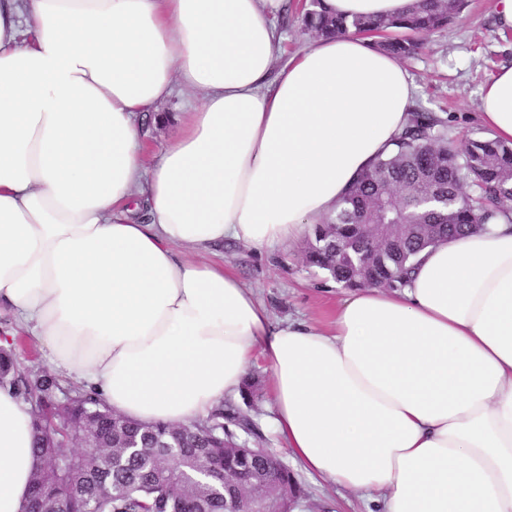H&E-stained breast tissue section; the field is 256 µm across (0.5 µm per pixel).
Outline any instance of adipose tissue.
<instances>
[{
    "mask_svg": "<svg viewBox=\"0 0 512 512\" xmlns=\"http://www.w3.org/2000/svg\"><path fill=\"white\" fill-rule=\"evenodd\" d=\"M411 0H323L398 17ZM286 0H0V305L113 411L152 424L240 396L252 354L307 472L379 512H512V223L424 251L331 329L273 323L208 261L309 235L386 153L416 86L347 33L278 62ZM145 163L141 118L180 94ZM480 118L512 144V65ZM32 417L0 388V512H20ZM144 129L147 133V142L154 152L162 150L179 133V128L174 120H167L160 124L154 123L151 117L144 121Z\"/></svg>",
    "mask_w": 512,
    "mask_h": 512,
    "instance_id": "1",
    "label": "adipose tissue"
}]
</instances>
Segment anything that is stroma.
<instances>
[{
	"label": "stroma",
	"mask_w": 512,
	"mask_h": 512,
	"mask_svg": "<svg viewBox=\"0 0 512 512\" xmlns=\"http://www.w3.org/2000/svg\"><path fill=\"white\" fill-rule=\"evenodd\" d=\"M512 64V30L500 31L493 0H468L447 26L425 39L423 48L405 59L415 85V105L448 120V133L458 142L483 137L481 90L497 67ZM305 240L257 250L225 244L217 261L235 272L268 308L273 321L293 320L321 325L332 319L347 289L303 260ZM13 342L21 366L51 369L37 336L21 326L14 313L0 308V340ZM272 396L263 390L247 412L257 427L260 444L288 465L303 487L312 512H366L365 502L336 485L308 474L270 427Z\"/></svg>",
	"instance_id": "obj_1"
}]
</instances>
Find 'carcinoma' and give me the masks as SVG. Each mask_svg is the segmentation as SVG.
<instances>
[{"instance_id": "obj_1", "label": "carcinoma", "mask_w": 512, "mask_h": 512, "mask_svg": "<svg viewBox=\"0 0 512 512\" xmlns=\"http://www.w3.org/2000/svg\"><path fill=\"white\" fill-rule=\"evenodd\" d=\"M464 0H412L399 18L331 15L322 0L297 4L305 29L316 37L353 32L402 35L379 44L403 59L421 39L461 11ZM448 120L413 109L395 139L344 197L336 213L315 225L307 263L345 288H401L418 254L464 237L499 216L512 218V146L494 139L464 146L448 137ZM365 224H399L380 249ZM0 386L30 408L40 465L30 478L21 512H224L236 494L224 470L263 477L265 454L237 456V432L254 434L238 406H215L190 424L142 425L112 412L84 390L59 399L56 376L20 366L13 349L0 346ZM87 441L91 447L74 448Z\"/></svg>"}]
</instances>
